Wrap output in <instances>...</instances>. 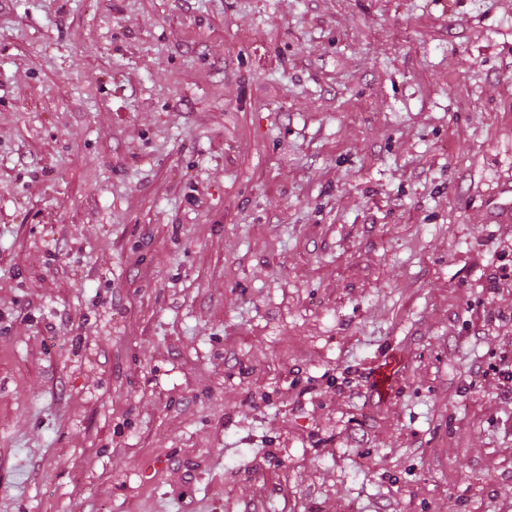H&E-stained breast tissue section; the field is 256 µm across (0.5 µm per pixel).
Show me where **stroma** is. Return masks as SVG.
<instances>
[{
  "instance_id": "1",
  "label": "stroma",
  "mask_w": 512,
  "mask_h": 512,
  "mask_svg": "<svg viewBox=\"0 0 512 512\" xmlns=\"http://www.w3.org/2000/svg\"><path fill=\"white\" fill-rule=\"evenodd\" d=\"M505 356L512 0H0V512H512Z\"/></svg>"
}]
</instances>
